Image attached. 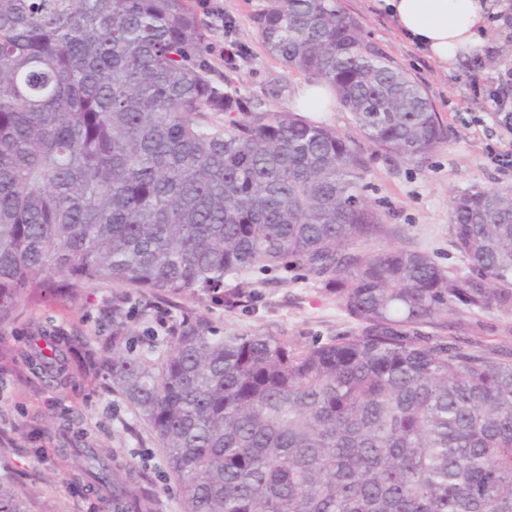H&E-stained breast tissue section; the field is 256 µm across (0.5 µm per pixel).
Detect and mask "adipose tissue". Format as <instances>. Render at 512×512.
<instances>
[{
	"instance_id": "obj_1",
	"label": "adipose tissue",
	"mask_w": 512,
	"mask_h": 512,
	"mask_svg": "<svg viewBox=\"0 0 512 512\" xmlns=\"http://www.w3.org/2000/svg\"><path fill=\"white\" fill-rule=\"evenodd\" d=\"M398 34L438 69L449 72L507 34L491 0H373Z\"/></svg>"
}]
</instances>
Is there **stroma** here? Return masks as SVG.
<instances>
[{"label": "stroma", "instance_id": "stroma-1", "mask_svg": "<svg viewBox=\"0 0 512 512\" xmlns=\"http://www.w3.org/2000/svg\"><path fill=\"white\" fill-rule=\"evenodd\" d=\"M214 11L198 9L208 35V58L218 76L262 107L294 110L306 76L289 71L270 57L254 21L264 0H213ZM361 25L367 39L427 92L446 131L447 141L419 162L385 155L365 145L349 112L342 108L311 114V121L336 129L364 144L368 168L363 194L381 214L386 231L362 243L374 252L390 246L424 252L458 275L467 261L449 232L451 194L474 187L512 190V171L500 170L489 151L502 130L484 107L492 77L512 67V54L484 59L482 68L464 61L454 71L437 70L415 47L397 35L390 20L373 13L369 0H338ZM278 97H270V90ZM202 317L228 331L285 336L307 345L357 332L359 325L319 281L298 268L252 273L248 296L236 305L206 297L155 298L109 282H99L75 299L47 298L23 303L18 315L0 329V483L27 503L28 512H103L96 498L82 492L73 458L61 447L68 431L85 433L89 447L112 454V466L138 495L152 502L153 512H181L178 483L147 424L112 383L107 368L87 376L70 371L61 381H42L20 357L32 336L58 330L93 347L102 363L113 347L138 351L163 349L150 340L159 319ZM462 336L512 349V312H462L449 317ZM126 322L120 344H113L117 322Z\"/></svg>", "mask_w": 512, "mask_h": 512}]
</instances>
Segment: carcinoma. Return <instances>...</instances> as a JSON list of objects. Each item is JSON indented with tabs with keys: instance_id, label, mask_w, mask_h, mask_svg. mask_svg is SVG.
<instances>
[{
	"instance_id": "cac0c4a2",
	"label": "carcinoma",
	"mask_w": 512,
	"mask_h": 512,
	"mask_svg": "<svg viewBox=\"0 0 512 512\" xmlns=\"http://www.w3.org/2000/svg\"><path fill=\"white\" fill-rule=\"evenodd\" d=\"M255 23L377 149L418 162L445 143L423 87L337 0H265ZM206 40L192 0H0V328L100 281L212 297L234 276L232 303L255 270L302 268L359 333L300 347L186 316L159 353L112 349L183 512H512V351L424 332L512 311V190L453 197L468 275L360 251L385 231L363 148L214 79ZM23 357L99 368L58 331ZM73 453L108 512L149 508L110 452ZM0 512H27L4 484Z\"/></svg>"
}]
</instances>
